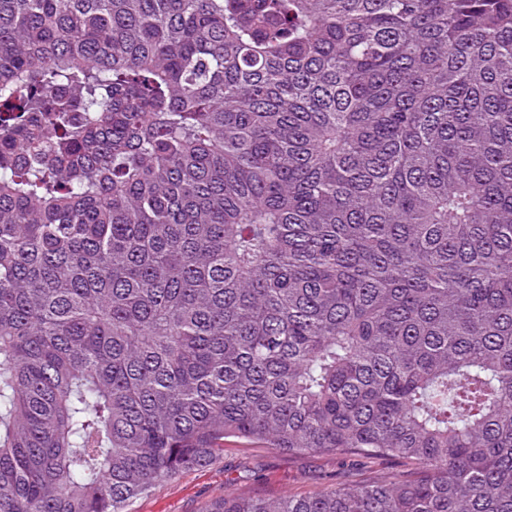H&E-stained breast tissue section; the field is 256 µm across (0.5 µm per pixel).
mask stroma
Instances as JSON below:
<instances>
[{
    "instance_id": "35a3bbf8",
    "label": "stroma",
    "mask_w": 512,
    "mask_h": 512,
    "mask_svg": "<svg viewBox=\"0 0 512 512\" xmlns=\"http://www.w3.org/2000/svg\"><path fill=\"white\" fill-rule=\"evenodd\" d=\"M407 463L330 453L289 454L229 443L210 465L185 472L138 499L132 512H201L214 496L237 489L266 498L311 495L339 480L409 472Z\"/></svg>"
}]
</instances>
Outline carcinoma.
Listing matches in <instances>:
<instances>
[{
	"label": "carcinoma",
	"instance_id": "carcinoma-1",
	"mask_svg": "<svg viewBox=\"0 0 512 512\" xmlns=\"http://www.w3.org/2000/svg\"><path fill=\"white\" fill-rule=\"evenodd\" d=\"M228 439L512 512V0H0V512Z\"/></svg>",
	"mask_w": 512,
	"mask_h": 512
}]
</instances>
